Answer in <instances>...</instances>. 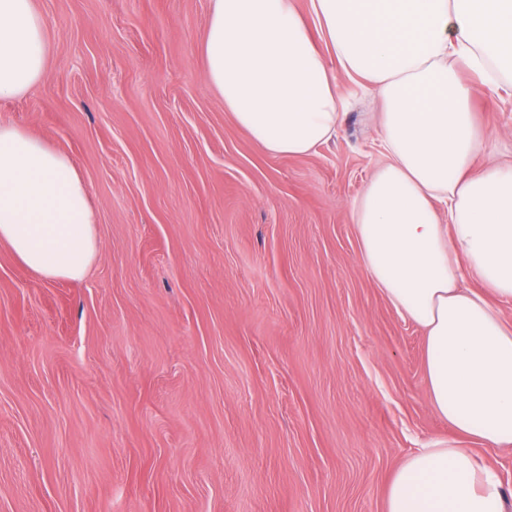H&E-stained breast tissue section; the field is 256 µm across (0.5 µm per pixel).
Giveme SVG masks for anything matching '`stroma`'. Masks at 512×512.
I'll list each match as a JSON object with an SVG mask.
<instances>
[{
  "label": "stroma",
  "instance_id": "stroma-1",
  "mask_svg": "<svg viewBox=\"0 0 512 512\" xmlns=\"http://www.w3.org/2000/svg\"><path fill=\"white\" fill-rule=\"evenodd\" d=\"M34 3L49 74L0 123L71 157L99 252L47 281L0 245V512H384L452 431L359 254L373 102L339 79L335 138L273 156L205 80L210 0ZM473 110L512 154V84Z\"/></svg>",
  "mask_w": 512,
  "mask_h": 512
}]
</instances>
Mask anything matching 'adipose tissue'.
Masks as SVG:
<instances>
[{
	"mask_svg": "<svg viewBox=\"0 0 512 512\" xmlns=\"http://www.w3.org/2000/svg\"><path fill=\"white\" fill-rule=\"evenodd\" d=\"M47 29L34 0H0V101L46 78ZM202 52L207 84L274 156L335 136L339 76L377 100L383 161L351 218L374 285L424 331L427 399L455 433L404 460L384 512H512L486 461L512 449V326L493 305L512 300V160L472 110L512 77V0H212ZM0 243L50 281L83 279L99 251L72 159L1 123Z\"/></svg>",
	"mask_w": 512,
	"mask_h": 512,
	"instance_id": "obj_1",
	"label": "adipose tissue"
}]
</instances>
